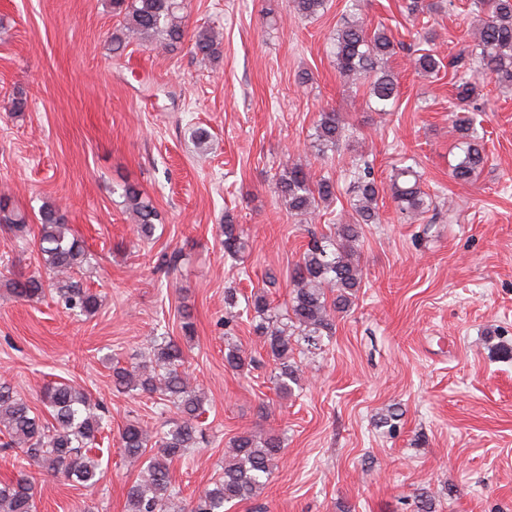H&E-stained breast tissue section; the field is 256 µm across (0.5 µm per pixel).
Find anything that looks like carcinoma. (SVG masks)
I'll list each match as a JSON object with an SVG mask.
<instances>
[{"mask_svg": "<svg viewBox=\"0 0 512 512\" xmlns=\"http://www.w3.org/2000/svg\"><path fill=\"white\" fill-rule=\"evenodd\" d=\"M294 11L304 17H317L327 9L328 0H292ZM484 15L474 34L471 50V76L456 85V100L465 105L475 94V80L485 78L512 85V0H473ZM182 0H112L113 15L121 18L112 33V53L123 52L133 41L167 50L181 43L186 30L179 16ZM223 38L212 29H201L192 37L194 53L203 59H217ZM336 70L346 82L368 85L374 111H392L398 96L394 74L383 66L395 53V44L385 28H368L355 14L347 16L336 30L331 44ZM442 61L432 48L415 61L421 75L439 73ZM460 154L452 176L460 182L472 180L485 166L487 155L474 117L459 116L455 121ZM343 127L333 111L319 113L314 143L317 152L336 150ZM373 167L365 162L354 170L356 223L338 224L336 231L310 238L291 275V300L286 318L271 311L265 295L255 293L247 308L259 318L255 326L262 348L274 365L273 382L281 394L292 392L298 383V366L291 363L294 345L302 342L314 350L322 349L324 339L335 334L336 318L354 305L363 279L357 256V242L363 225L380 223L379 198L390 192L398 210L417 218L430 210L433 201L421 189L416 164H401L393 169L390 184L375 181ZM278 198L288 213L311 216L319 203L336 198V184L328 177L313 180L300 165L288 160L280 163L276 179ZM124 198L136 221L139 239L150 240L157 211L151 199L138 187H124ZM39 252L44 273L6 280V286L22 299H40L46 290L56 292L57 302L70 313L88 316L99 307V296L83 286L76 276L91 266L90 254L69 237L66 216L54 203L39 211ZM246 248L238 225L230 218L224 224V254L236 258ZM152 360L127 368L113 369L115 386L138 394H157L172 403L182 420L154 438L148 427L128 424L120 435L126 462L142 461L148 445L157 452L148 460L146 478L131 485L126 493V512H167L172 497L171 464L182 458L202 436L199 418L204 412V396L191 384L183 368L184 354L179 343L169 336L151 341ZM225 366L242 371L252 363L238 346H229ZM50 407L49 417L37 414L9 382H0V429L9 437L7 446L23 452V470L0 482V512H36L34 472L63 473L85 488L95 487L105 476L89 450L105 429L104 416L90 408L87 393L70 383L49 384L43 391ZM282 443L275 435L242 432L231 442V454L224 459L218 477L198 494L190 512H224V506L255 497L266 485L282 458Z\"/></svg>", "mask_w": 512, "mask_h": 512, "instance_id": "1", "label": "carcinoma"}]
</instances>
